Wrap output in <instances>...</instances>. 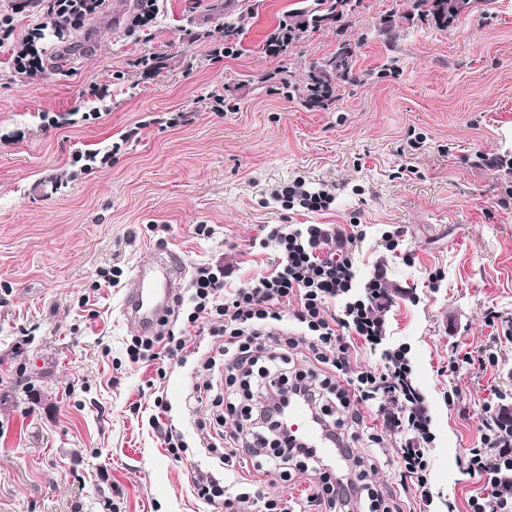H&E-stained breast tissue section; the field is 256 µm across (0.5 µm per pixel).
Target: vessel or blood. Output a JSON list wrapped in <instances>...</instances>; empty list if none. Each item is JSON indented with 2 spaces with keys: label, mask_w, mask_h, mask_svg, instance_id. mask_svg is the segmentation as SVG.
Segmentation results:
<instances>
[{
  "label": "vessel or blood",
  "mask_w": 512,
  "mask_h": 512,
  "mask_svg": "<svg viewBox=\"0 0 512 512\" xmlns=\"http://www.w3.org/2000/svg\"><path fill=\"white\" fill-rule=\"evenodd\" d=\"M185 275V263L165 251L152 263L138 265L134 275L137 286L121 302V315L129 330L151 333L172 311Z\"/></svg>",
  "instance_id": "b4317fda"
}]
</instances>
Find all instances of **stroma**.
Wrapping results in <instances>:
<instances>
[{
    "label": "stroma",
    "instance_id": "35a3bbf8",
    "mask_svg": "<svg viewBox=\"0 0 512 512\" xmlns=\"http://www.w3.org/2000/svg\"><path fill=\"white\" fill-rule=\"evenodd\" d=\"M312 2L161 0L133 36L107 8L73 34L45 28L33 76L0 48V512H224L193 488L213 467L197 428L210 404L183 410L195 360L166 363L159 379L165 422L188 445L177 462L149 425L156 371L128 363L119 306L160 250L191 272L223 264L233 284L267 273L273 250L250 243L268 224L361 225L358 276L385 277L384 344L407 347L433 436L428 500L400 484L397 435L355 441L373 462L362 482L411 512H469L481 484L464 452L484 404L512 394V337L484 321L490 308L512 319V0H469L444 28L413 0H353L267 55L279 21ZM225 40L234 54L213 56ZM345 43L351 79L309 105L314 67ZM214 92L231 111L209 108ZM85 149L112 161L81 170L72 155ZM298 177L334 194L328 211L274 199ZM115 265L120 286H99ZM491 343L493 366L449 372ZM291 475L226 486L238 512H259L264 497L305 501L306 472Z\"/></svg>",
    "mask_w": 512,
    "mask_h": 512
}]
</instances>
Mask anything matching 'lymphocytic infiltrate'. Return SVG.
<instances>
[{
    "label": "lymphocytic infiltrate",
    "instance_id": "obj_1",
    "mask_svg": "<svg viewBox=\"0 0 512 512\" xmlns=\"http://www.w3.org/2000/svg\"><path fill=\"white\" fill-rule=\"evenodd\" d=\"M105 0H27L34 11H45L59 30H77L98 13ZM276 198L286 209L310 213L328 210L333 195L312 189L296 179ZM363 231L336 233L326 224H269L252 248H274L277 259L271 273L241 286L227 287L224 268H197L192 293L183 311L181 329H167L152 336H132L130 363L145 364L166 358L186 362L191 354V329H209L224 339L222 348L200 357L205 376L189 396L185 409L210 402L215 422L224 413L243 417L235 432L214 429L203 436L202 446L218 468L250 462L258 479L288 480L290 463L308 474V506L321 512H345L358 498L368 496L369 512H404L393 496L364 491L358 478L334 471L321 449L307 439L288 433L282 417L290 405H306L311 418L341 459H353L350 442L354 427L364 422L367 409L380 397L396 403L390 420L407 446L398 448L402 478L410 480L420 498L429 496V463L422 449L431 443L429 423L419 410L421 397L411 381L406 347H384V321L375 312L385 297V281L376 273L357 280L354 252ZM295 299L291 316L282 305ZM340 312H332V304ZM287 321L282 335L270 332L272 322ZM359 337L370 350L380 351L381 371L350 367V337ZM467 474L479 478L482 490L469 501L470 512H512V437L483 426L478 446L466 449Z\"/></svg>",
    "mask_w": 512,
    "mask_h": 512
}]
</instances>
